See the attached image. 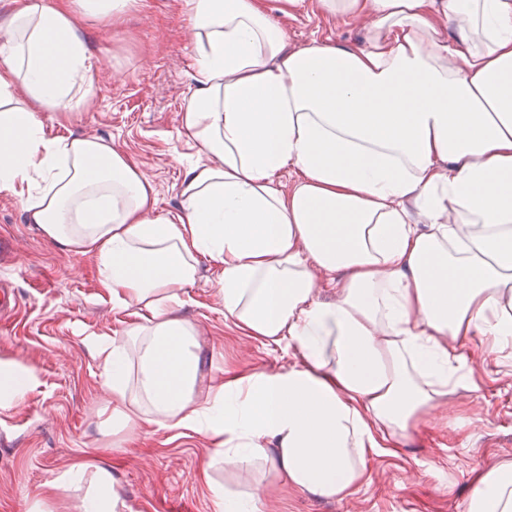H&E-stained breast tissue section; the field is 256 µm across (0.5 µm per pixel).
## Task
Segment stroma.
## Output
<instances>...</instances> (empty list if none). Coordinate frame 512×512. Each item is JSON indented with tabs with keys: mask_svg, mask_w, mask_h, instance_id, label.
I'll use <instances>...</instances> for the list:
<instances>
[{
	"mask_svg": "<svg viewBox=\"0 0 512 512\" xmlns=\"http://www.w3.org/2000/svg\"><path fill=\"white\" fill-rule=\"evenodd\" d=\"M183 0H138L126 14L82 18L99 57L91 105L42 113L48 137H97L131 156L152 181L159 213L181 211V185L196 148L179 136L192 91L195 48ZM287 48L318 39L362 40L370 22L346 25L324 16L314 0L293 16L271 12ZM0 283L18 305L0 319V362L32 368L36 381L10 409L0 410V512H31L35 501L73 512L57 477L104 460L120 496L117 512H217L210 486L252 482L210 468L212 444L186 430L159 426L112 445V394L102 384L96 350L86 334L123 336L137 323V306L113 307L92 256L56 248L32 224L13 195L0 193ZM220 269L197 261L191 303L182 316L198 331V389L208 393L224 371L278 369L287 357L262 347L224 322ZM484 337L469 338L474 383L448 394L452 424L423 420L413 438L373 455L369 479L342 502L280 488L269 512H465L477 472L512 462V348L493 361Z\"/></svg>",
	"mask_w": 512,
	"mask_h": 512,
	"instance_id": "obj_1",
	"label": "stroma"
}]
</instances>
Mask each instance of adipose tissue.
Returning a JSON list of instances; mask_svg holds the SVG:
<instances>
[{"instance_id": "ef3b65f1", "label": "adipose tissue", "mask_w": 512, "mask_h": 512, "mask_svg": "<svg viewBox=\"0 0 512 512\" xmlns=\"http://www.w3.org/2000/svg\"><path fill=\"white\" fill-rule=\"evenodd\" d=\"M13 2L0 191L61 250L93 256L114 305L140 310L127 335L84 338L113 434L188 429L212 465L341 501L371 455L470 383L464 340L512 345V0H318L339 22L372 18L365 41L291 50L267 0H184L196 56L180 132L197 155L174 220L131 157L46 138L26 109L90 105L97 57L77 17L134 0ZM201 255L222 269L225 321L292 355L225 372L203 397L179 314ZM57 484L77 512H116L108 465ZM466 512H512V463L475 475Z\"/></svg>"}]
</instances>
